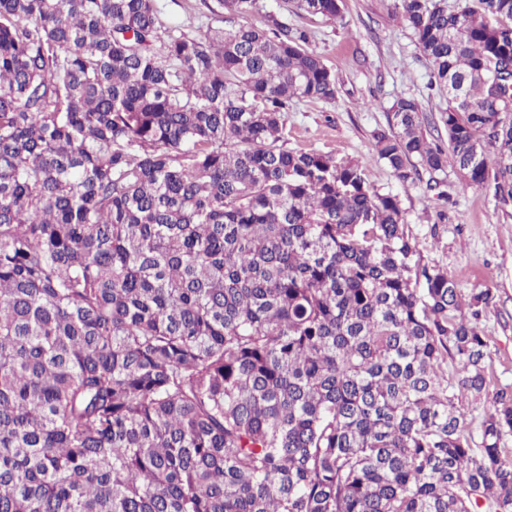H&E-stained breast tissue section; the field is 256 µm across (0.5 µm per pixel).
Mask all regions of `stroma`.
I'll use <instances>...</instances> for the list:
<instances>
[{
  "mask_svg": "<svg viewBox=\"0 0 512 512\" xmlns=\"http://www.w3.org/2000/svg\"><path fill=\"white\" fill-rule=\"evenodd\" d=\"M279 3L259 0L247 22L265 25L271 11L306 32L337 87L335 100L302 102L283 114L288 149L332 153L364 167L375 191L398 197L426 263L447 271L464 292H490L493 303L481 318L489 338L490 387L512 388V207L499 206L483 189L465 190L453 205H444L428 172L403 182L375 155L373 133L386 126L398 97L419 101L422 128L431 138L448 106L446 97L428 89L430 64L411 29L395 15L394 0H345L337 19L286 12ZM155 5L163 23L189 35L217 22L216 0H155ZM441 209L448 212L442 224L436 221Z\"/></svg>",
  "mask_w": 512,
  "mask_h": 512,
  "instance_id": "obj_1",
  "label": "stroma"
}]
</instances>
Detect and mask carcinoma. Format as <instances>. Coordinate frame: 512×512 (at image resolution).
Here are the masks:
<instances>
[{
  "label": "carcinoma",
  "instance_id": "1",
  "mask_svg": "<svg viewBox=\"0 0 512 512\" xmlns=\"http://www.w3.org/2000/svg\"><path fill=\"white\" fill-rule=\"evenodd\" d=\"M336 19L344 0H284ZM196 36L155 0H0V512H512L491 304L424 262L397 196L284 147L336 98L257 0ZM446 95L377 157L512 205V0H395Z\"/></svg>",
  "mask_w": 512,
  "mask_h": 512
}]
</instances>
